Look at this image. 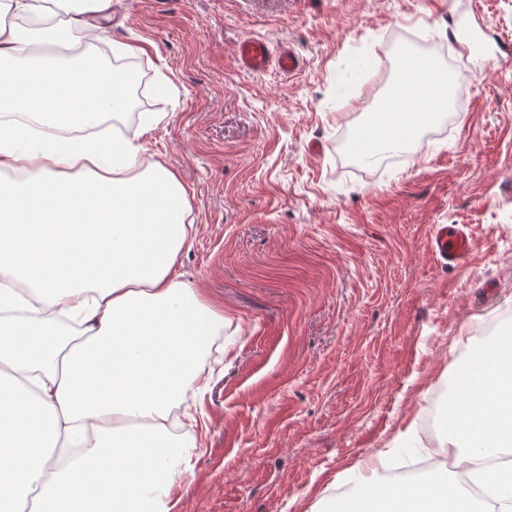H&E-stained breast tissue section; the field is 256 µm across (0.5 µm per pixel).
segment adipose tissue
Returning a JSON list of instances; mask_svg holds the SVG:
<instances>
[{"label":"adipose tissue","mask_w":512,"mask_h":512,"mask_svg":"<svg viewBox=\"0 0 512 512\" xmlns=\"http://www.w3.org/2000/svg\"><path fill=\"white\" fill-rule=\"evenodd\" d=\"M111 20L112 0H0V512H171L202 452L205 351L224 317L174 273L187 190L143 167L132 139L96 132L126 110L136 73L54 55L93 48ZM398 71L418 92L368 108L366 127L386 132L371 163L452 102L454 77ZM470 358L444 441L467 482L389 481L382 451L340 512H512V334Z\"/></svg>","instance_id":"ef3b65f1"}]
</instances>
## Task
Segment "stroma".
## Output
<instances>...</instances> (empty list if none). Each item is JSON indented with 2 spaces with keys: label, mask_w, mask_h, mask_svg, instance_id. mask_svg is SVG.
Segmentation results:
<instances>
[{
  "label": "stroma",
  "mask_w": 512,
  "mask_h": 512,
  "mask_svg": "<svg viewBox=\"0 0 512 512\" xmlns=\"http://www.w3.org/2000/svg\"><path fill=\"white\" fill-rule=\"evenodd\" d=\"M104 42L133 46L151 127L145 162L188 192L175 272L224 314L203 398L205 451L172 512H310L344 471L425 420L472 346L512 329V0H115ZM266 39L293 75L239 68ZM460 76L450 128L386 167L342 142L361 127L342 87L383 103L411 38ZM386 55L385 71L360 69ZM468 225V261L434 259L433 225Z\"/></svg>",
  "instance_id": "obj_1"
}]
</instances>
